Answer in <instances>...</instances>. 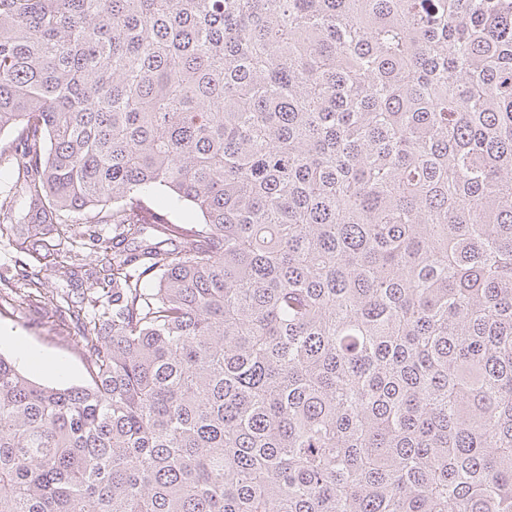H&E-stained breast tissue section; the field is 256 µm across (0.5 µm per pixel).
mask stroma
I'll use <instances>...</instances> for the list:
<instances>
[{
    "label": "stroma",
    "mask_w": 512,
    "mask_h": 512,
    "mask_svg": "<svg viewBox=\"0 0 512 512\" xmlns=\"http://www.w3.org/2000/svg\"><path fill=\"white\" fill-rule=\"evenodd\" d=\"M93 264L72 266L68 272L50 271L44 302H34L20 295L0 297V355L16 360L19 368L35 381L57 387L79 386L91 381L86 357L74 336L60 321L48 318V302L65 293L72 305H79L87 287ZM28 347L45 361L36 369L17 354L18 346Z\"/></svg>",
    "instance_id": "obj_1"
}]
</instances>
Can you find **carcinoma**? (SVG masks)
<instances>
[{
	"label": "carcinoma",
	"mask_w": 512,
	"mask_h": 512,
	"mask_svg": "<svg viewBox=\"0 0 512 512\" xmlns=\"http://www.w3.org/2000/svg\"><path fill=\"white\" fill-rule=\"evenodd\" d=\"M7 128L0 512H512V0H0ZM16 169V156L10 149H6L0 155V199L16 191L12 179V174ZM28 207L26 204L22 205L20 209L14 213L13 224L17 225V230L13 237H0V274L3 276H10L15 273L16 261L19 258V253L16 250L14 240L19 236L16 233L21 234L24 224H31L30 219L26 216ZM76 263L68 266L69 270H57L58 267L52 265L47 277L49 292L41 303L20 294L5 295L0 301V336L11 339V342L0 340V354L16 362L35 381L49 386H79L91 382L86 356L76 338L69 335L60 321L45 315L51 301L56 300L57 292H65V298L74 307L80 305L82 293L90 281L88 275L90 277L94 271L95 264L91 263L95 262L87 259ZM17 344L28 347L48 367L34 369L28 361L21 360Z\"/></svg>",
	"instance_id": "cac0c4a2"
}]
</instances>
